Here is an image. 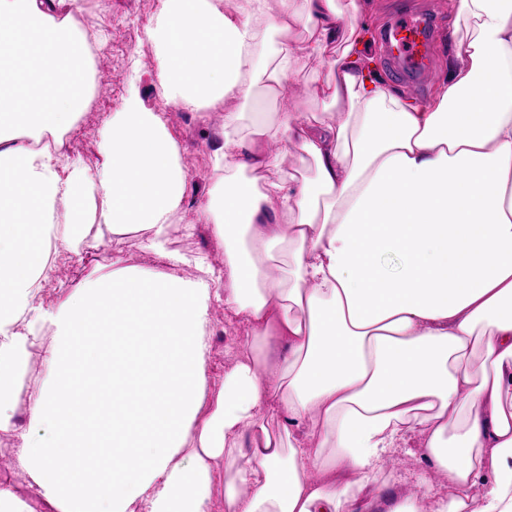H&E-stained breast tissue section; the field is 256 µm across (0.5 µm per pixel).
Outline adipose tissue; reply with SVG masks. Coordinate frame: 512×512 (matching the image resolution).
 I'll list each match as a JSON object with an SVG mask.
<instances>
[{
    "mask_svg": "<svg viewBox=\"0 0 512 512\" xmlns=\"http://www.w3.org/2000/svg\"><path fill=\"white\" fill-rule=\"evenodd\" d=\"M370 7L162 0L145 37L163 100L224 111L196 207L224 266L198 257L186 278L164 247L187 173L161 113L130 97L96 170L63 159L93 95L90 0H0V430L50 326L52 388L28 413L52 432L19 462L57 512H209L217 488L224 512H417L429 496L436 512H512V0H458L453 66L423 101L368 68ZM316 57L320 111L244 112L255 84L275 95ZM253 137L297 144L309 172L241 160ZM108 232L140 234L165 271L116 264L44 307L60 254ZM280 251L288 273L269 277ZM216 302L246 345L203 417ZM411 443L447 484L383 503L380 462Z\"/></svg>",
    "mask_w": 512,
    "mask_h": 512,
    "instance_id": "1",
    "label": "adipose tissue"
}]
</instances>
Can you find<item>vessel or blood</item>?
Listing matches in <instances>:
<instances>
[{"mask_svg":"<svg viewBox=\"0 0 512 512\" xmlns=\"http://www.w3.org/2000/svg\"><path fill=\"white\" fill-rule=\"evenodd\" d=\"M434 33L432 21L416 7L397 17L383 34L393 69L420 91L431 80L430 44Z\"/></svg>","mask_w":512,"mask_h":512,"instance_id":"b4317fda","label":"vessel or blood"}]
</instances>
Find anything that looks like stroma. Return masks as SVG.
Masks as SVG:
<instances>
[{"label": "stroma", "instance_id": "1", "mask_svg": "<svg viewBox=\"0 0 512 512\" xmlns=\"http://www.w3.org/2000/svg\"><path fill=\"white\" fill-rule=\"evenodd\" d=\"M438 18L439 37L434 47L433 63L436 81L448 76L450 55L448 33L454 17L453 0H427ZM160 7V0H112L108 10L96 18L86 20L99 51L110 62L112 83L105 92H94L88 107L80 115L75 127L66 135V158L69 162L96 169L101 161L100 142L102 130L112 113L122 111L130 96H138L146 107L164 113L169 131L181 148V162L188 173L184 206L176 215L169 232L168 250L186 256L206 255L209 260L223 259L224 250L213 241L206 225L196 221V204L212 188L215 177L211 155L220 143V130L224 115L211 112L200 115L176 107H167L159 96L154 52L144 38V30ZM123 258L128 264L150 267L156 256L148 249L138 234L122 237H105L98 246H79L64 252L57 276L46 283L41 292L43 304L55 305L80 287L92 273H105L113 259ZM210 348L207 353L208 403H215L224 369L244 346L246 338L240 323L224 317L223 305H214L210 313ZM47 379V369L42 361L40 348L32 349L19 378L12 404L14 426L0 430V460L8 463L0 469V487L12 491L21 499L31 502L35 512H52L45 503L35 500L29 474L17 464L24 437L35 440L47 438L48 427L29 421L26 400L29 392ZM398 465L384 469L380 494L394 500L406 496L412 481L419 476L432 484H440L442 475L431 472L428 462L419 449L398 448L393 452Z\"/></svg>", "mask_w": 512, "mask_h": 512}]
</instances>
